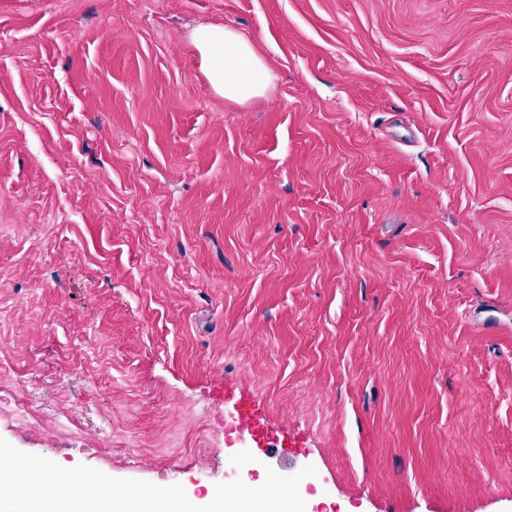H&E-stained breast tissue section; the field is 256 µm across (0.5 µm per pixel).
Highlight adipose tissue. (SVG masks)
I'll return each mask as SVG.
<instances>
[{
    "label": "adipose tissue",
    "mask_w": 512,
    "mask_h": 512,
    "mask_svg": "<svg viewBox=\"0 0 512 512\" xmlns=\"http://www.w3.org/2000/svg\"><path fill=\"white\" fill-rule=\"evenodd\" d=\"M191 40L216 94L238 102L265 95L272 71L245 36L222 25H201Z\"/></svg>",
    "instance_id": "obj_1"
}]
</instances>
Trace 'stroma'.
<instances>
[{"instance_id": "obj_1", "label": "stroma", "mask_w": 512, "mask_h": 512, "mask_svg": "<svg viewBox=\"0 0 512 512\" xmlns=\"http://www.w3.org/2000/svg\"><path fill=\"white\" fill-rule=\"evenodd\" d=\"M0 438L197 506L311 464L305 512H512V0H0ZM191 40L216 94L238 102L265 95L274 76L245 36L224 25H201Z\"/></svg>"}]
</instances>
